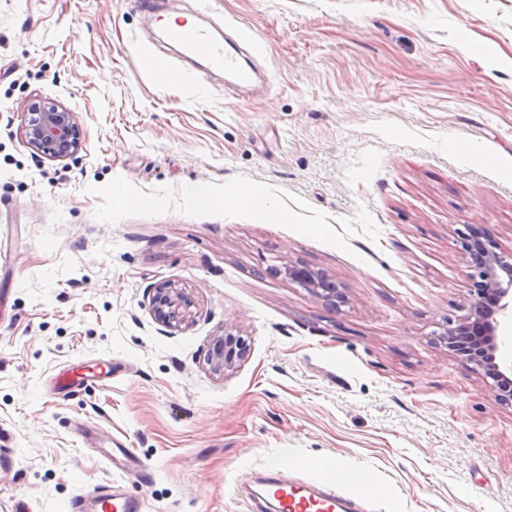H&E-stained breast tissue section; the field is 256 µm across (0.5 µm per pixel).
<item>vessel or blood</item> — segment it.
I'll list each match as a JSON object with an SVG mask.
<instances>
[{
    "mask_svg": "<svg viewBox=\"0 0 512 512\" xmlns=\"http://www.w3.org/2000/svg\"><path fill=\"white\" fill-rule=\"evenodd\" d=\"M169 38L185 47L191 55L206 61L209 67L233 74L239 86L251 85L252 70L243 67L237 54L207 30L180 24L171 28ZM264 485L278 501L281 512H356L357 509L353 499L336 495L331 489L292 481L273 465L268 468ZM70 512H144V504L126 496L119 481L115 480L81 495L71 503Z\"/></svg>",
    "mask_w": 512,
    "mask_h": 512,
    "instance_id": "vessel-or-blood-1",
    "label": "vessel or blood"
}]
</instances>
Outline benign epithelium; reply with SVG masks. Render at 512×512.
I'll list each match as a JSON object with an SVG mask.
<instances>
[{"label":"benign epithelium","mask_w":512,"mask_h":512,"mask_svg":"<svg viewBox=\"0 0 512 512\" xmlns=\"http://www.w3.org/2000/svg\"><path fill=\"white\" fill-rule=\"evenodd\" d=\"M22 131L29 147L49 160H65L77 155L81 139L74 113L50 98H37L24 113ZM464 251L477 246L479 258L470 263V278L474 283L466 314L457 322H448L441 339L448 351L458 356V337L467 339L465 360L492 380L490 390L496 401L512 406V360L500 355V336L512 324V250L498 247L492 233L484 228L468 226L460 241ZM285 276L310 289L323 300H335L334 284L316 278L297 266L285 268ZM154 320L170 331H178L193 321L191 303L172 283H160L152 288L149 302ZM241 339L224 328V337L209 353V361L218 370L235 365Z\"/></svg>","instance_id":"benign-epithelium-1"}]
</instances>
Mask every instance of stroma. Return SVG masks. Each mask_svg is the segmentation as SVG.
Segmentation results:
<instances>
[{
    "label": "stroma",
    "instance_id": "obj_1",
    "mask_svg": "<svg viewBox=\"0 0 512 512\" xmlns=\"http://www.w3.org/2000/svg\"><path fill=\"white\" fill-rule=\"evenodd\" d=\"M166 2L251 30L262 89L141 0H0V512H68L117 442L154 472L122 479L147 512H271L252 478L287 454L367 475L364 512H512V407L439 341L473 288L460 233L512 249V0ZM39 97L76 159L27 146ZM240 189L274 212L225 207ZM161 282L193 302L181 331ZM228 327L250 351L219 373ZM73 369L96 377L59 394ZM165 23L167 26H174L169 31L171 41L185 47L191 55L206 61L209 67L233 74L239 86L246 88L251 85L253 71L241 65L238 55L226 48L223 40L211 36L207 30L194 24L175 26L174 18H166ZM22 131L29 147L49 160L77 155L81 139L74 113L50 98H37L24 113ZM284 274L289 279L297 281L304 287L309 288L324 301L331 302L335 300L337 289L331 282L323 278H316L309 274L307 270L297 266H288L285 268ZM151 291L149 306L158 324L169 331H178L193 321L192 305L175 284L160 283Z\"/></svg>",
    "mask_w": 512,
    "mask_h": 512
}]
</instances>
